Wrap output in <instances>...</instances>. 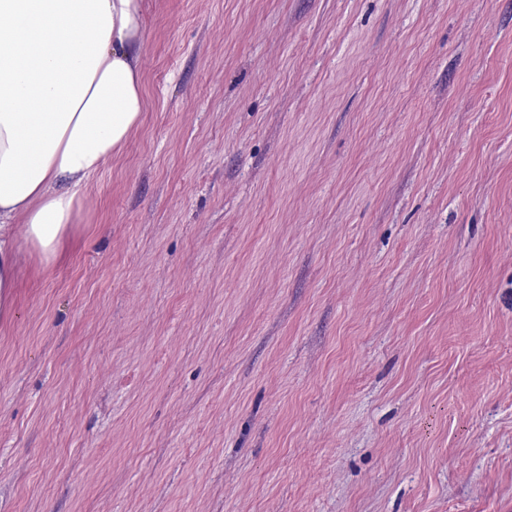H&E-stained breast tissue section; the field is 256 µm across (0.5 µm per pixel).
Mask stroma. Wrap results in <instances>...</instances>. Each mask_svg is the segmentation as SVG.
<instances>
[{
  "mask_svg": "<svg viewBox=\"0 0 512 512\" xmlns=\"http://www.w3.org/2000/svg\"><path fill=\"white\" fill-rule=\"evenodd\" d=\"M140 125L0 325V512H512V0H145Z\"/></svg>",
  "mask_w": 512,
  "mask_h": 512,
  "instance_id": "stroma-1",
  "label": "stroma"
}]
</instances>
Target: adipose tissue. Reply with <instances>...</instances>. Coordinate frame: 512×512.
<instances>
[{"mask_svg":"<svg viewBox=\"0 0 512 512\" xmlns=\"http://www.w3.org/2000/svg\"><path fill=\"white\" fill-rule=\"evenodd\" d=\"M142 31L143 0H0V323L20 246L58 261L82 189L141 121Z\"/></svg>","mask_w":512,"mask_h":512,"instance_id":"ef3b65f1","label":"adipose tissue"}]
</instances>
